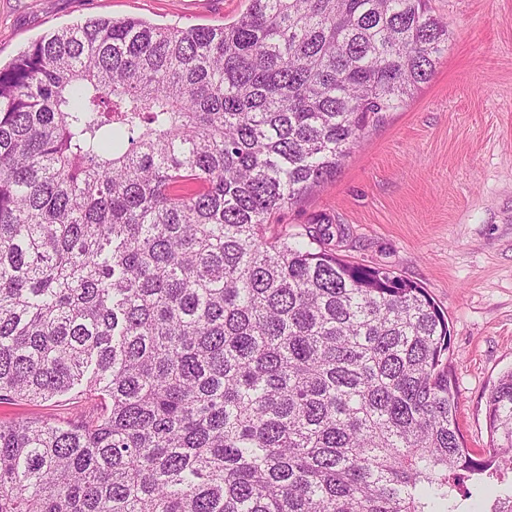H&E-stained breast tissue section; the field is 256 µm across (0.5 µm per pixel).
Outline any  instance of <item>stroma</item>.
I'll return each mask as SVG.
<instances>
[{"mask_svg":"<svg viewBox=\"0 0 512 512\" xmlns=\"http://www.w3.org/2000/svg\"><path fill=\"white\" fill-rule=\"evenodd\" d=\"M453 37L434 75L388 113L336 175L276 217L272 232L322 224L354 264L425 288L445 312L466 448L490 444L485 400L512 370V0H429ZM248 0H0V66L33 41L90 18L221 26ZM81 388L0 404V421L91 414Z\"/></svg>","mask_w":512,"mask_h":512,"instance_id":"obj_1","label":"stroma"}]
</instances>
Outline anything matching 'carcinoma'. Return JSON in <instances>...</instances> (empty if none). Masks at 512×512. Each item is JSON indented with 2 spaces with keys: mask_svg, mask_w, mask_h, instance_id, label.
I'll list each match as a JSON object with an SVG mask.
<instances>
[{
  "mask_svg": "<svg viewBox=\"0 0 512 512\" xmlns=\"http://www.w3.org/2000/svg\"><path fill=\"white\" fill-rule=\"evenodd\" d=\"M428 0L97 18L0 68V512H512V371L464 448L425 288L269 236L448 51ZM83 387H75L66 394L49 401H19L15 404H0V421L15 422L39 419L50 423L67 421L89 415L95 409L96 401Z\"/></svg>",
  "mask_w": 512,
  "mask_h": 512,
  "instance_id": "cac0c4a2",
  "label": "carcinoma"
}]
</instances>
